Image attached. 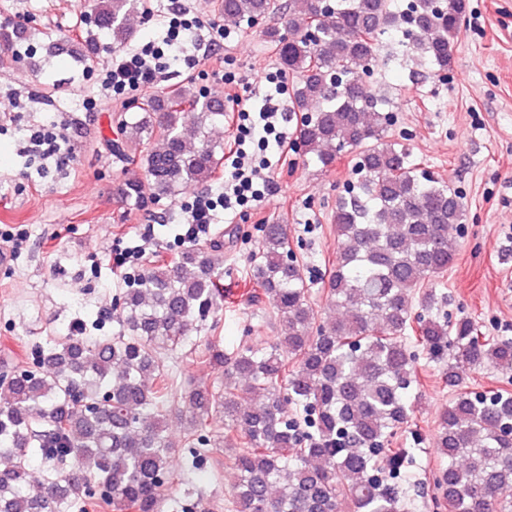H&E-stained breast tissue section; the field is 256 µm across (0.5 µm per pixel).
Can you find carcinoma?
Instances as JSON below:
<instances>
[{
  "label": "carcinoma",
  "mask_w": 512,
  "mask_h": 512,
  "mask_svg": "<svg viewBox=\"0 0 512 512\" xmlns=\"http://www.w3.org/2000/svg\"><path fill=\"white\" fill-rule=\"evenodd\" d=\"M326 2L320 10L317 0H288L287 27L265 37L297 77L304 155L324 171L344 152L357 159L360 178L332 216L338 250L327 280L329 303L348 317L316 324L287 226L265 225L252 277L255 299L279 315V343L208 345V360L224 366V394L196 386L185 395L192 467L208 452L215 413L224 414V447L242 445L232 457L236 512H405V492L392 478L409 451L388 444L413 413L416 348L448 362L450 387L461 386L466 369L512 372V341L480 339L469 318L413 312L415 298L431 307L433 281L456 259L464 203L385 141L389 113L363 80L380 36L399 25L392 0ZM140 5L96 0L80 15L85 66L101 38L115 47L134 36L127 20ZM465 7L411 0L407 47L440 74L453 68ZM280 9L274 0L217 4L234 26ZM22 40L24 32L0 27V52ZM215 99L185 82L114 114V152L136 159L154 196L175 199L214 179L224 159V148L205 137L224 121ZM144 181L125 180V198L144 202ZM222 266L219 246L187 248L123 292V334L89 339L78 331L35 350L29 368H0V512H75L97 495L112 512H166L174 444L170 378L157 352L176 349L208 317ZM436 448L435 488L449 512H512V395L457 393L440 416ZM67 460L69 469L59 470Z\"/></svg>",
  "instance_id": "1"
}]
</instances>
